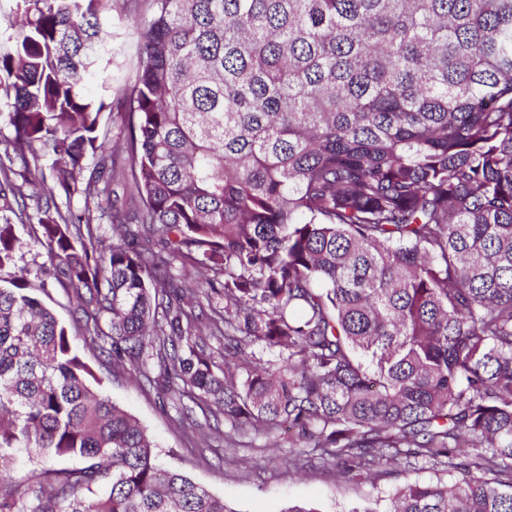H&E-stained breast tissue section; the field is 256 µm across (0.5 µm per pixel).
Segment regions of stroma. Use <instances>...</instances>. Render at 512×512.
Listing matches in <instances>:
<instances>
[{"mask_svg": "<svg viewBox=\"0 0 512 512\" xmlns=\"http://www.w3.org/2000/svg\"><path fill=\"white\" fill-rule=\"evenodd\" d=\"M76 344L99 381L98 391L152 436L159 462L224 498L236 512H287L294 505L358 512L375 499L389 500L406 481L396 467L383 470L371 485L338 478L319 452L294 448L287 436L270 447L265 433L234 431L230 421L150 385L155 366L143 378L137 367L101 363L84 339Z\"/></svg>", "mask_w": 512, "mask_h": 512, "instance_id": "stroma-1", "label": "stroma"}]
</instances>
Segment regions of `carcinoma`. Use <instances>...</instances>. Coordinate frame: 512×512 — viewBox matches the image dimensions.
Listing matches in <instances>:
<instances>
[{
    "mask_svg": "<svg viewBox=\"0 0 512 512\" xmlns=\"http://www.w3.org/2000/svg\"><path fill=\"white\" fill-rule=\"evenodd\" d=\"M9 2L0 452L83 466L0 481V512H237L94 390L50 279L112 362L152 350L237 428L287 424L347 480L452 473L351 512H512V0H142L135 75L96 97L117 0ZM32 224H18V243L16 253L19 264H27L31 268H35L37 264L43 261L42 249L36 243ZM48 292L49 296H43V300L56 312L67 329L74 334L76 326L72 320L73 302L71 292L58 285L49 287Z\"/></svg>",
    "mask_w": 512,
    "mask_h": 512,
    "instance_id": "obj_1",
    "label": "carcinoma"
}]
</instances>
